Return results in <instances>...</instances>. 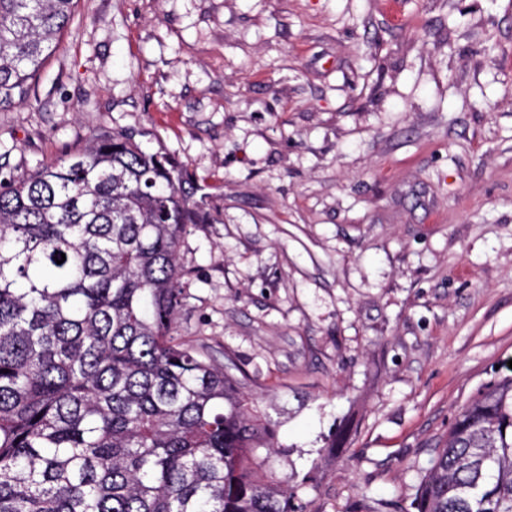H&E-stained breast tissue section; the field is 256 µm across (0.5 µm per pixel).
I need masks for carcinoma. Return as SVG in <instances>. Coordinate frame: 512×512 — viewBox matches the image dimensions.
<instances>
[{"label":"carcinoma","instance_id":"1","mask_svg":"<svg viewBox=\"0 0 512 512\" xmlns=\"http://www.w3.org/2000/svg\"><path fill=\"white\" fill-rule=\"evenodd\" d=\"M75 4L0 0V108ZM196 191L114 130L0 181V512H302L255 473L275 438L256 399L171 333ZM411 506L512 512V375L458 411Z\"/></svg>","mask_w":512,"mask_h":512}]
</instances>
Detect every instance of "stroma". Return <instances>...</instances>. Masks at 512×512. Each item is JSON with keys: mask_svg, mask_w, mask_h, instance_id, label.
I'll use <instances>...</instances> for the list:
<instances>
[{"mask_svg": "<svg viewBox=\"0 0 512 512\" xmlns=\"http://www.w3.org/2000/svg\"><path fill=\"white\" fill-rule=\"evenodd\" d=\"M101 130L215 214L172 333L271 421L259 477L303 512L410 503L512 360V0H78L0 111V178Z\"/></svg>", "mask_w": 512, "mask_h": 512, "instance_id": "stroma-1", "label": "stroma"}]
</instances>
